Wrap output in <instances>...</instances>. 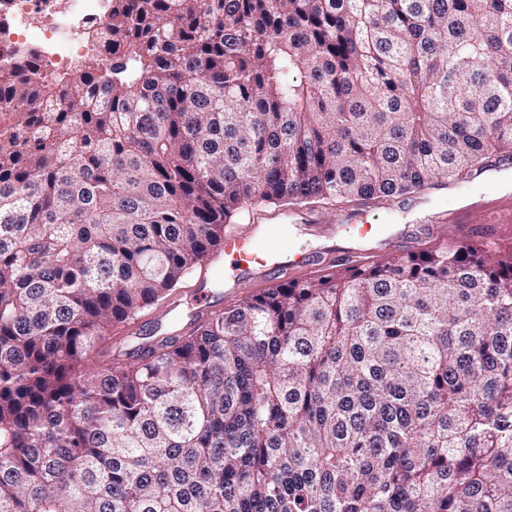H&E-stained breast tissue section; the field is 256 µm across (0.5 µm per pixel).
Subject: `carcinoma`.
I'll return each instance as SVG.
<instances>
[{"label": "carcinoma", "instance_id": "carcinoma-1", "mask_svg": "<svg viewBox=\"0 0 512 512\" xmlns=\"http://www.w3.org/2000/svg\"><path fill=\"white\" fill-rule=\"evenodd\" d=\"M0 66V512H512V246L333 264L141 351L250 202L512 151V0H108Z\"/></svg>", "mask_w": 512, "mask_h": 512}]
</instances>
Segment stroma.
<instances>
[{
	"label": "stroma",
	"mask_w": 512,
	"mask_h": 512,
	"mask_svg": "<svg viewBox=\"0 0 512 512\" xmlns=\"http://www.w3.org/2000/svg\"><path fill=\"white\" fill-rule=\"evenodd\" d=\"M512 171V155L497 161L495 171H487L471 179L464 195H456L445 188L430 189L423 209H416L414 198L397 199L387 205L355 207L349 204L321 205L315 209L288 208L263 205L262 210L269 224L282 226L284 237L271 240L269 249L279 265L274 280H304L316 274V267L301 268L294 265L295 255L315 253L321 255L324 264L340 263V250L351 248L355 225L374 224L380 240L366 247L359 259L369 262L386 256L401 254V247L387 242L390 225H398L419 238L420 247L436 243V235L428 232L432 216H441L440 228L446 239L468 236V224L481 221L480 208L492 202L503 191L494 174ZM272 280H244L239 284H227L215 269L198 264L161 308H146L129 325L128 329L115 333L114 350L131 349L135 346L174 334L175 330L189 323L196 316L198 295L210 293L212 306L221 309L237 304L242 298L270 287Z\"/></svg>",
	"instance_id": "obj_1"
}]
</instances>
